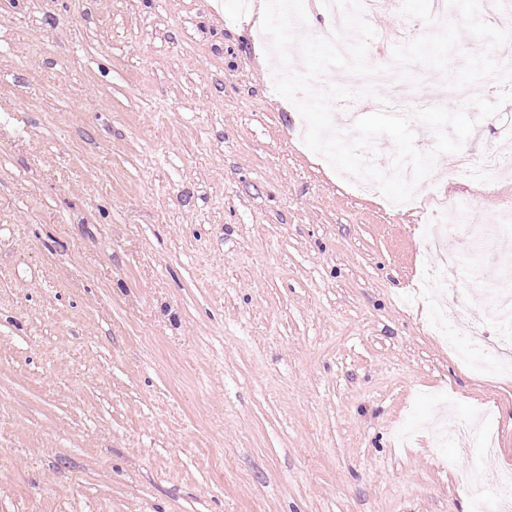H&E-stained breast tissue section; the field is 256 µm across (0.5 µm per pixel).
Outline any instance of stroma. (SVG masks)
<instances>
[{"instance_id": "stroma-1", "label": "stroma", "mask_w": 512, "mask_h": 512, "mask_svg": "<svg viewBox=\"0 0 512 512\" xmlns=\"http://www.w3.org/2000/svg\"><path fill=\"white\" fill-rule=\"evenodd\" d=\"M369 14L392 44L458 20ZM238 0H0V512H472L512 468V377L406 298L430 221L351 193ZM474 159L512 143L477 119ZM427 192L490 224L512 200ZM483 319L478 258L461 260ZM492 408L472 466L426 427Z\"/></svg>"}]
</instances>
